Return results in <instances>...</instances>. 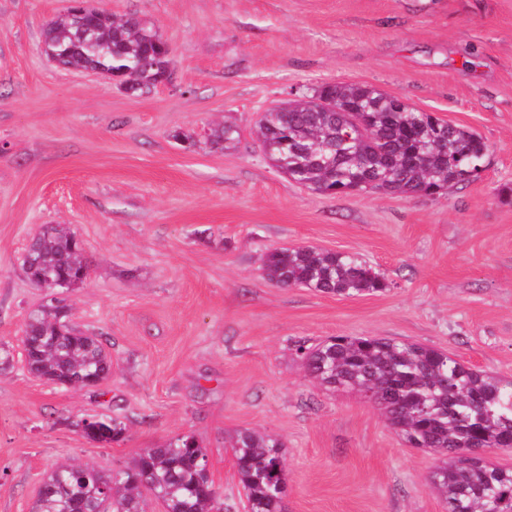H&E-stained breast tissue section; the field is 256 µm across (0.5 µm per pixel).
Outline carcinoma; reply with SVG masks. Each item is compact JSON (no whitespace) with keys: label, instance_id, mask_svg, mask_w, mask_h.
<instances>
[{"label":"carcinoma","instance_id":"obj_1","mask_svg":"<svg viewBox=\"0 0 512 512\" xmlns=\"http://www.w3.org/2000/svg\"><path fill=\"white\" fill-rule=\"evenodd\" d=\"M94 38L71 25L69 14L44 30L47 51L65 50L60 65L88 70L101 67L137 83L143 94L156 87L169 49L152 29L129 16L116 19L99 11L89 19ZM331 99L337 111L323 112ZM364 111L354 112L352 108ZM256 136L269 159L288 177L312 191L342 195L354 191L399 195H441L463 186L462 174L483 170L488 145L472 130L448 124L428 112L397 107L390 97L364 86L327 84L311 96L295 99L279 112L268 111L256 123ZM238 132L212 130L210 143L228 148ZM26 254L35 264L24 269L40 286L43 277L57 282L61 294L83 283L82 247L61 225H47L33 236ZM269 280L282 287L301 286L323 294L376 295L388 289L381 274L353 253L298 246L272 249L264 258ZM24 352L32 375L58 384L93 387L112 360L102 341L78 330L42 305L25 324ZM309 375L334 392H355L371 403L406 443L438 456L431 487L448 512H512V469L465 456L472 445L495 449L512 434V381L467 366L446 352L373 336H334L318 345L296 346ZM77 426L96 441L95 430L123 438L122 422L108 417L83 419ZM248 512H281L288 491L283 444L269 434L237 432L229 442ZM207 451L193 435L148 448L126 467L104 471L63 464L43 478L45 492L31 512H143V478L166 512H224L220 494L203 470Z\"/></svg>","mask_w":512,"mask_h":512}]
</instances>
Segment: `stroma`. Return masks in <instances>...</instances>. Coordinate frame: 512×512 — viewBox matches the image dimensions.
<instances>
[{"label": "stroma", "mask_w": 512, "mask_h": 512, "mask_svg": "<svg viewBox=\"0 0 512 512\" xmlns=\"http://www.w3.org/2000/svg\"><path fill=\"white\" fill-rule=\"evenodd\" d=\"M153 26L170 82L128 93L44 52L70 0H0V512H31L64 462L124 467L195 435L224 512L247 499L227 436L280 439L284 512H446L414 448L352 392L311 381L296 341L379 336L512 378V0H89ZM355 84L480 134V179L436 197L323 195L275 168L261 113ZM237 127L235 146L209 135ZM67 225L89 262L71 319L103 337L96 388L55 386L23 361L45 292L22 258ZM361 255L386 292L340 297L268 280V250ZM121 421L120 442L78 420Z\"/></svg>", "instance_id": "35a3bbf8"}]
</instances>
